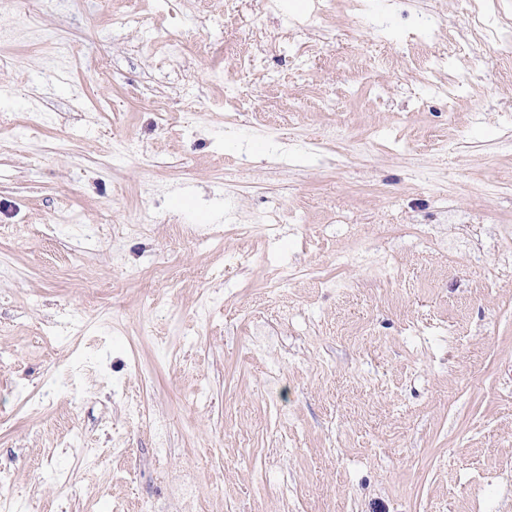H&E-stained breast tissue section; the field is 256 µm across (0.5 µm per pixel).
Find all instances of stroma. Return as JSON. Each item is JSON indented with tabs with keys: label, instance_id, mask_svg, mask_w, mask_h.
Segmentation results:
<instances>
[{
	"label": "stroma",
	"instance_id": "obj_1",
	"mask_svg": "<svg viewBox=\"0 0 512 512\" xmlns=\"http://www.w3.org/2000/svg\"><path fill=\"white\" fill-rule=\"evenodd\" d=\"M312 4L0 0V123L50 117L0 150L27 512H512V86L470 23L512 0Z\"/></svg>",
	"mask_w": 512,
	"mask_h": 512
}]
</instances>
